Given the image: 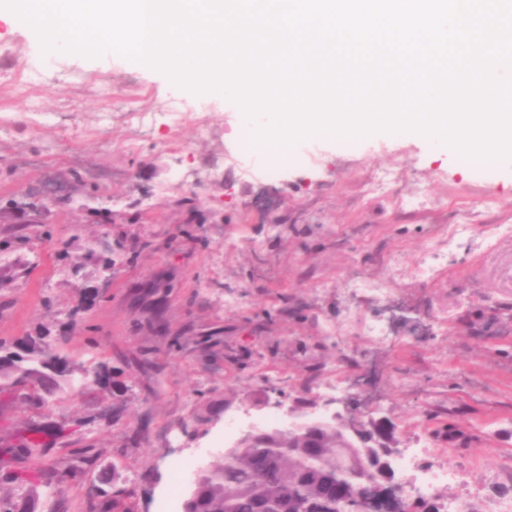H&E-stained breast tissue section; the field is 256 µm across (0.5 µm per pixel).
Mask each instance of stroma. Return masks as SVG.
<instances>
[{"mask_svg": "<svg viewBox=\"0 0 512 512\" xmlns=\"http://www.w3.org/2000/svg\"><path fill=\"white\" fill-rule=\"evenodd\" d=\"M44 52L22 20H0V197L34 191L65 197L52 217L59 237L76 247L121 243L134 262L103 283L93 265L58 260L53 242L34 241L38 262L0 290V338L39 329L65 334L59 352L79 364L107 363L127 393H62L40 409L0 393V440L32 426L63 442L26 462L28 472L64 469L71 451L93 445L97 461L62 494L39 496L36 512H88L100 475L121 489L117 512H152L155 500L183 512L199 471L224 456L226 412L261 415L269 399L325 407L317 388L326 374L371 376L385 388L382 407L362 397L345 405L357 428L389 427L395 448L415 429L433 451L465 463L469 483L456 489L470 512L512 497V474L487 482L486 472L512 460V239L484 237L487 224H512V161L489 170L422 140L392 137L356 142L318 134L274 163L272 149L243 150L240 115L229 103L173 93L162 73L118 56H70L72 74L28 90L25 81ZM188 104L190 118L169 128L158 112ZM64 113L60 123L33 125V107ZM145 113L129 124L125 111ZM111 113L102 126V113ZM280 176L269 180L268 167ZM394 172L383 193L370 191L378 169ZM82 181H74L71 171ZM95 191L94 221L78 200ZM423 195L411 211L403 198ZM494 199L485 209V199ZM473 219L470 238L448 258L439 278L418 271L431 243L429 227ZM393 282L408 307L401 343L380 346L365 326L374 309L355 304L356 274ZM103 289L81 321L65 328L79 288ZM52 305H44V296ZM440 318L432 335L413 329ZM334 325L325 335L324 325ZM454 428L456 440L445 431ZM175 431L192 465L171 483L177 454L163 435Z\"/></svg>", "mask_w": 512, "mask_h": 512, "instance_id": "35a3bbf8", "label": "stroma"}]
</instances>
